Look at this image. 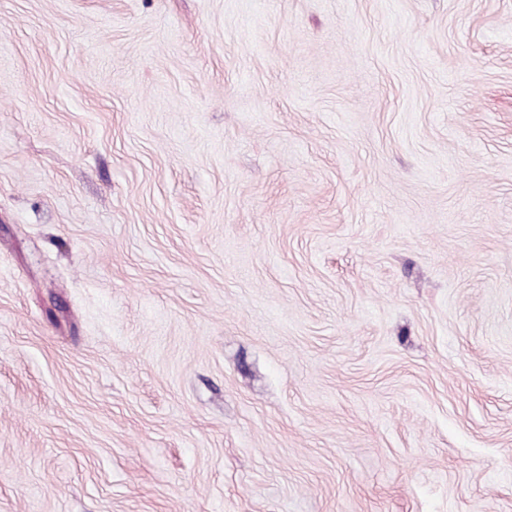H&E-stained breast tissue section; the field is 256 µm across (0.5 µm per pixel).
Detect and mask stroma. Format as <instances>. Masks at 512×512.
Returning <instances> with one entry per match:
<instances>
[{
	"label": "stroma",
	"mask_w": 512,
	"mask_h": 512,
	"mask_svg": "<svg viewBox=\"0 0 512 512\" xmlns=\"http://www.w3.org/2000/svg\"><path fill=\"white\" fill-rule=\"evenodd\" d=\"M0 512H512V0H0Z\"/></svg>",
	"instance_id": "stroma-1"
}]
</instances>
